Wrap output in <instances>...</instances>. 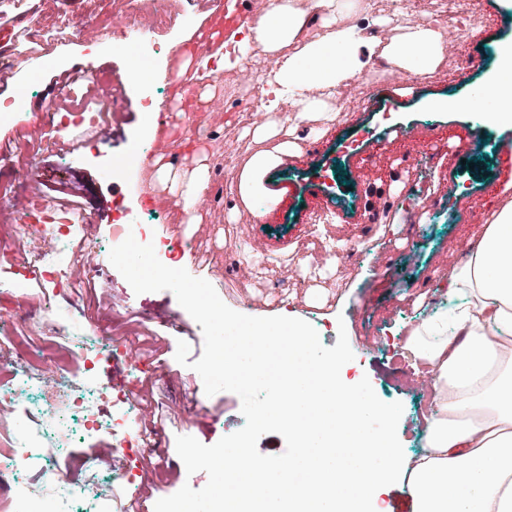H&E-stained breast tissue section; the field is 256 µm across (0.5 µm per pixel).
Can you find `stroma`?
I'll use <instances>...</instances> for the list:
<instances>
[{
	"label": "stroma",
	"instance_id": "obj_1",
	"mask_svg": "<svg viewBox=\"0 0 512 512\" xmlns=\"http://www.w3.org/2000/svg\"><path fill=\"white\" fill-rule=\"evenodd\" d=\"M219 2L169 0L173 21L159 26L155 39L163 44L186 40ZM482 2L485 20L471 25L462 46L464 54L479 61L469 74L452 81L455 63L446 56L433 73L413 77L409 87L391 94L373 90L364 76H356L349 81L350 91L340 108H328L326 116L310 117L305 128L296 129V150L282 155L265 173L263 195L247 205L238 191L243 166L257 151L275 146L274 140L258 142L244 135V128L252 124L249 113L233 108L219 115L180 113L177 130L186 148L181 165L162 172L134 160L135 145L155 137L143 96H172L164 62L154 67L148 82L131 84L126 102L130 124L124 136L113 138L108 146L60 152L54 114L80 110L89 99L80 91L59 95V83L89 62L103 80L125 73L136 45L113 33L107 0H0V46H7L12 54L33 53L42 63L33 72L9 74L7 83L0 85V100L20 94L28 99L21 118L0 121V206L19 192L14 171L22 166L36 172L47 197L65 190L69 182L82 183L78 200L91 221L78 227L76 238L91 243L104 260L92 284H79L72 295L58 292L46 284L29 240L16 236L12 225L0 224V348L16 339L31 350L58 355L69 339L53 335L55 323H82L88 330L85 342L93 367L88 372L65 367V380H87L103 416L112 414L123 396L135 397L138 406L130 413L131 425L153 433L152 448L123 453L106 429L84 430L69 417L70 393L62 383L44 378L27 384L22 372L0 368V388L16 390L14 402L0 406V451L12 449L22 430L36 428L43 409L66 416L57 429L65 441L58 457L35 459L25 471L10 473L11 481L26 487L15 512H95L93 501L56 499L55 486L45 479L50 472L72 488L106 491L108 512H128L136 502L150 512L159 499L183 485L200 489L208 482L205 472L187 473L176 452L177 437L188 435L212 445L245 423L239 396L228 391L206 395L200 375L176 361L181 340L190 347V360H198L203 334L175 295L167 290L135 294L107 261L113 206L122 202L139 210L144 185L178 200L173 212L149 214L145 220L160 236L190 242L182 268L209 281L231 309L246 303L253 316L286 313L310 322L325 346H335L339 331H346L354 354L346 369L348 379L393 412L392 434L402 454L422 447L432 402L429 390L421 386L419 375L402 355L404 336L449 305L443 289L451 272L443 261L445 253H468L473 233L512 202V181H502L494 164L499 147L512 140V128L488 126L479 111L435 112L426 107L435 99L475 95L497 67L498 46L512 41V0ZM68 20L86 21L102 30L92 50L65 40L63 24ZM241 62L235 55L212 53L201 59L189 78L206 98L223 92ZM35 124L42 127L41 137L51 142L46 150L35 148L41 138L32 134ZM412 124L432 126L438 134L428 170L399 168L400 154L410 148L406 142L373 155V144L388 131ZM461 129L488 144L479 170L463 164L462 154L451 143ZM370 156L377 162V177L371 182L356 174L361 160ZM117 157L127 165L120 177L112 172ZM220 163L225 166L227 208L215 220L186 209L181 199L196 171L208 175ZM378 191L395 196L391 209H370L369 198ZM315 194L322 204L335 206L334 223H311ZM273 198L281 199L280 210L271 222L258 223V211ZM242 224L254 225L252 237L239 235ZM352 238L358 241L360 254L346 263L340 287L324 288L308 278L289 288L278 304L268 288L272 268L262 269L256 280L239 282L227 260L234 251L249 261L267 256L317 263L325 251L344 248ZM15 267L24 271L22 285L5 287Z\"/></svg>",
	"mask_w": 512,
	"mask_h": 512
}]
</instances>
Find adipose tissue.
Here are the masks:
<instances>
[{
    "mask_svg": "<svg viewBox=\"0 0 512 512\" xmlns=\"http://www.w3.org/2000/svg\"><path fill=\"white\" fill-rule=\"evenodd\" d=\"M318 5V41L301 39L303 17L292 0H274L246 39L275 62L306 117L326 107L315 89L344 83L362 67L354 31L339 24L340 0ZM442 52L440 32L422 22L382 48L396 68L416 76L431 72ZM497 56V72L479 94L487 124L512 127V42ZM293 148L285 141L251 157L240 181L244 200L260 193L262 175ZM447 285L460 300L454 318L426 319L404 343L406 356L434 381L424 444L412 457L395 446L391 413L372 400L357 402L359 386L343 379L337 362L288 360L278 346L225 360L226 372L251 380L277 376L278 393L292 397L277 420L299 448L284 469L246 447L215 462L231 485L217 512H389L379 497L395 478L406 479L412 512H512V204L485 226ZM373 417L382 428L368 427Z\"/></svg>",
    "mask_w": 512,
    "mask_h": 512,
    "instance_id": "ef3b65f1",
    "label": "adipose tissue"
}]
</instances>
